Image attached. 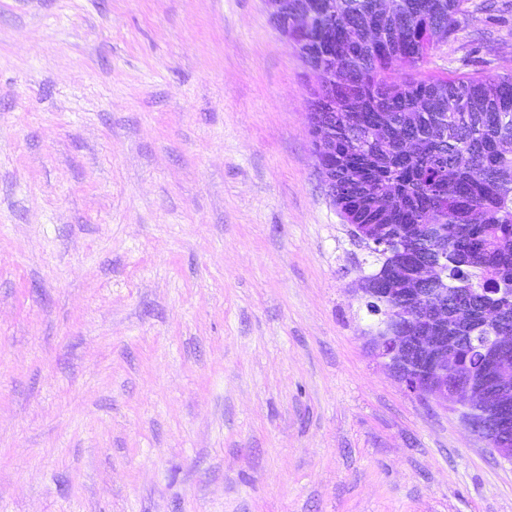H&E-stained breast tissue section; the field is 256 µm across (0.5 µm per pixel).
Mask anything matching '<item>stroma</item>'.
Returning a JSON list of instances; mask_svg holds the SVG:
<instances>
[{
	"mask_svg": "<svg viewBox=\"0 0 512 512\" xmlns=\"http://www.w3.org/2000/svg\"><path fill=\"white\" fill-rule=\"evenodd\" d=\"M512 73V0L422 65ZM265 0H0V512H512L371 350Z\"/></svg>",
	"mask_w": 512,
	"mask_h": 512,
	"instance_id": "stroma-1",
	"label": "stroma"
}]
</instances>
